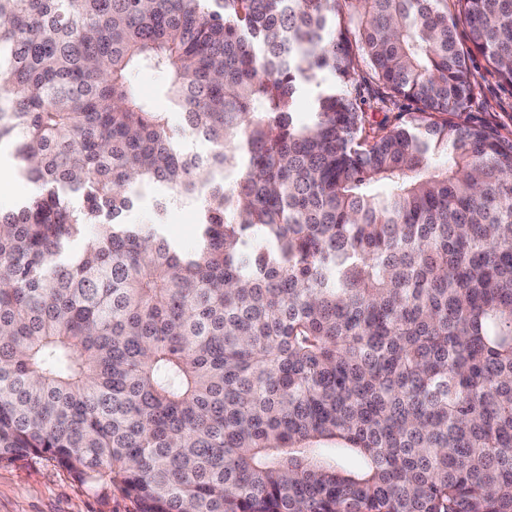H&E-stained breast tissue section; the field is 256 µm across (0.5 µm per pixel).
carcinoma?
<instances>
[{
	"mask_svg": "<svg viewBox=\"0 0 512 512\" xmlns=\"http://www.w3.org/2000/svg\"><path fill=\"white\" fill-rule=\"evenodd\" d=\"M453 6L0 0L38 187L0 212V460L137 512H512V141L464 117L474 55L512 86V0ZM359 64L416 111L366 129ZM150 183L201 202L196 249L122 222ZM135 86L140 96L151 102L157 109L169 111L167 101L159 92L160 77L155 71H140L135 77ZM170 124L172 128L175 130V143L180 150L197 154L200 156H206L211 152L212 145L207 140L203 138L193 136L189 137L180 134L182 119L179 114H176L174 112L172 113L170 118Z\"/></svg>",
	"mask_w": 512,
	"mask_h": 512,
	"instance_id": "carcinoma-1",
	"label": "carcinoma"
}]
</instances>
